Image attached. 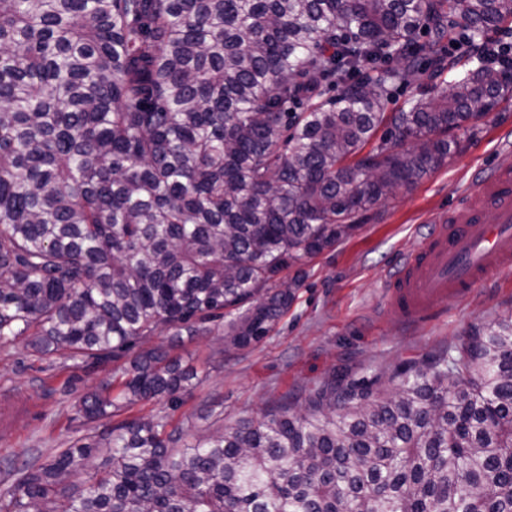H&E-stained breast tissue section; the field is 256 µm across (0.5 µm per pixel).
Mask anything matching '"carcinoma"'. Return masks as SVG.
Masks as SVG:
<instances>
[{
  "label": "carcinoma",
  "instance_id": "1",
  "mask_svg": "<svg viewBox=\"0 0 512 512\" xmlns=\"http://www.w3.org/2000/svg\"><path fill=\"white\" fill-rule=\"evenodd\" d=\"M508 22L512 0H0V343L119 358L236 312L230 344L262 340L278 276L447 164L512 61L390 114L388 87ZM392 376L191 440L158 411L5 453L0 512H512V318ZM118 379L84 423L175 410L199 376L154 350Z\"/></svg>",
  "mask_w": 512,
  "mask_h": 512
}]
</instances>
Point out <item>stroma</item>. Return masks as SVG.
<instances>
[{
    "instance_id": "stroma-1",
    "label": "stroma",
    "mask_w": 512,
    "mask_h": 512,
    "mask_svg": "<svg viewBox=\"0 0 512 512\" xmlns=\"http://www.w3.org/2000/svg\"><path fill=\"white\" fill-rule=\"evenodd\" d=\"M453 70H437L422 85L395 83L388 111L409 108L420 92L446 88L476 66L473 54L454 55ZM461 149L414 187L400 190L360 214L359 228L328 250L291 267L299 277L295 299L270 335L245 349L231 346L224 320L193 336H155L140 351L163 349L201 382L174 419L192 415L198 428L215 419L234 424L258 419L282 399L303 400L335 375H371L467 341L475 330L512 316V273L478 283L465 299H448L442 313L423 322L389 313L384 286L403 255L432 229L431 216L448 212L477 192L484 176L512 166V95L479 122L478 132L457 130ZM121 359L64 361L35 353L25 341L0 345V408L19 405L11 429L0 426V444L25 460L49 456L87 427L75 406L86 393L112 383Z\"/></svg>"
}]
</instances>
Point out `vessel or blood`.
<instances>
[{
  "label": "vessel or blood",
  "instance_id": "obj_1",
  "mask_svg": "<svg viewBox=\"0 0 512 512\" xmlns=\"http://www.w3.org/2000/svg\"><path fill=\"white\" fill-rule=\"evenodd\" d=\"M512 272V171L499 169L478 191L437 217L434 231L386 283L387 307L428 317L447 298L466 297L484 277Z\"/></svg>",
  "mask_w": 512,
  "mask_h": 512
}]
</instances>
